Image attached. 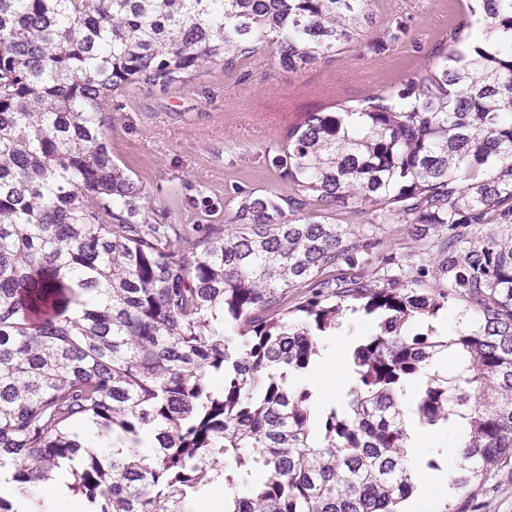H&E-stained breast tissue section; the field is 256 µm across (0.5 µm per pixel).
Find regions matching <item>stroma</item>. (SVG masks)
<instances>
[{
	"mask_svg": "<svg viewBox=\"0 0 512 512\" xmlns=\"http://www.w3.org/2000/svg\"><path fill=\"white\" fill-rule=\"evenodd\" d=\"M465 10L463 0H379L373 30L408 16L410 39L376 56L350 49L289 71L260 50L236 67L217 64L186 84L128 88L104 104L102 132L113 160L145 188L169 224H227L246 194L287 195L271 164L289 127L338 103L359 105L421 69L426 52ZM431 512H512V460L447 496L424 486Z\"/></svg>",
	"mask_w": 512,
	"mask_h": 512,
	"instance_id": "35a3bbf8",
	"label": "stroma"
}]
</instances>
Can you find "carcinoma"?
<instances>
[{
    "instance_id": "obj_1",
    "label": "carcinoma",
    "mask_w": 512,
    "mask_h": 512,
    "mask_svg": "<svg viewBox=\"0 0 512 512\" xmlns=\"http://www.w3.org/2000/svg\"><path fill=\"white\" fill-rule=\"evenodd\" d=\"M374 7L0 0V470L16 486L64 467L85 512H191L214 483L224 512H397L411 384L421 425L466 421L453 487L512 458V0H474L483 36L450 24L401 86L288 128L272 164L290 193L244 197L227 230L151 219L103 138L119 90L261 49L297 70L409 39L402 15L367 36ZM385 224L436 234V261L387 252ZM356 301L376 326L320 412L297 377ZM456 301L465 326L413 328ZM450 348L455 377L430 373Z\"/></svg>"
}]
</instances>
